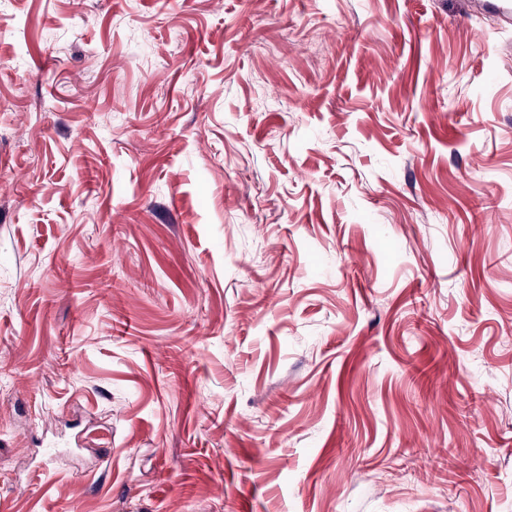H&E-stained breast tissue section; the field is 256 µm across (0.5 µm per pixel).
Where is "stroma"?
<instances>
[{
    "instance_id": "obj_1",
    "label": "stroma",
    "mask_w": 512,
    "mask_h": 512,
    "mask_svg": "<svg viewBox=\"0 0 512 512\" xmlns=\"http://www.w3.org/2000/svg\"><path fill=\"white\" fill-rule=\"evenodd\" d=\"M0 512H512L490 0H0Z\"/></svg>"
}]
</instances>
